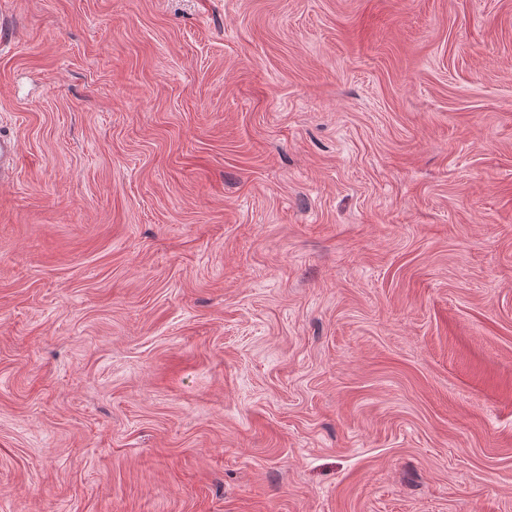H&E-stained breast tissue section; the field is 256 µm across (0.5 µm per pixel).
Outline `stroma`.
I'll return each instance as SVG.
<instances>
[{
    "label": "stroma",
    "mask_w": 512,
    "mask_h": 512,
    "mask_svg": "<svg viewBox=\"0 0 512 512\" xmlns=\"http://www.w3.org/2000/svg\"><path fill=\"white\" fill-rule=\"evenodd\" d=\"M0 23V512H512V0ZM21 161V154L14 139L0 134V181L6 180V173L16 169Z\"/></svg>",
    "instance_id": "35a3bbf8"
}]
</instances>
